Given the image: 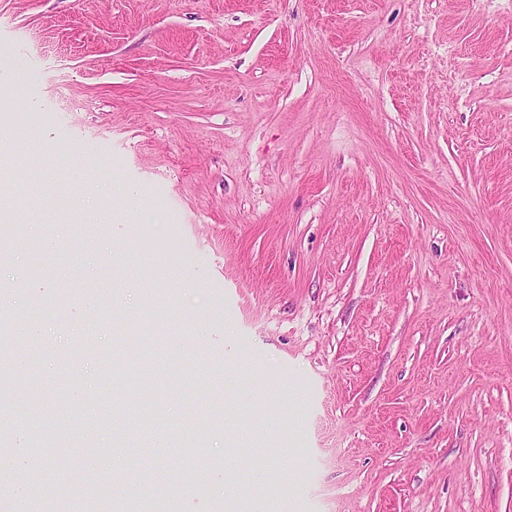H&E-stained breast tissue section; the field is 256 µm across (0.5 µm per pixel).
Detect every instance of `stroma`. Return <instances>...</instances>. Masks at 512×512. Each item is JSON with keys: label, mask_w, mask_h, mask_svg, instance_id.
<instances>
[{"label": "stroma", "mask_w": 512, "mask_h": 512, "mask_svg": "<svg viewBox=\"0 0 512 512\" xmlns=\"http://www.w3.org/2000/svg\"><path fill=\"white\" fill-rule=\"evenodd\" d=\"M0 177L49 512H512V0H0Z\"/></svg>", "instance_id": "obj_1"}]
</instances>
